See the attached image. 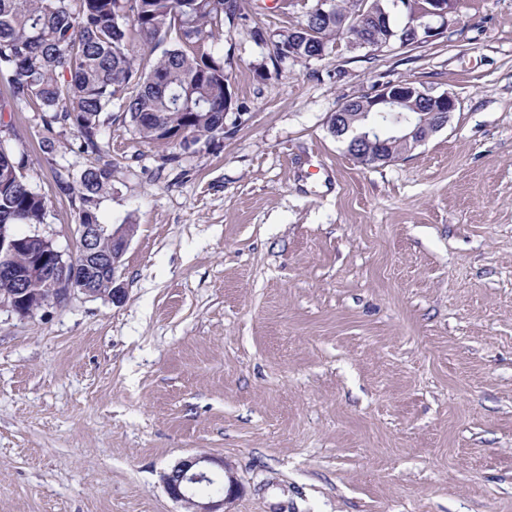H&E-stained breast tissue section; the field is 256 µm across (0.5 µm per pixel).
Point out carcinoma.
Listing matches in <instances>:
<instances>
[{"instance_id": "1", "label": "carcinoma", "mask_w": 512, "mask_h": 512, "mask_svg": "<svg viewBox=\"0 0 512 512\" xmlns=\"http://www.w3.org/2000/svg\"><path fill=\"white\" fill-rule=\"evenodd\" d=\"M342 2L346 6L335 5L337 19L316 17L311 7L300 27L275 34L274 57H285L288 47L295 50L293 59H310L337 36L350 35L342 16L375 0L363 6ZM245 19L241 0H0V81L7 86V97L0 98V224H44L49 216L46 198L29 183L26 150L9 145L19 136L5 114L28 108L41 113L39 146L51 164L58 128L76 130L84 152H100L104 114L118 100L139 137L169 149L166 161L176 163L193 146L224 133L231 100L224 94V60L212 47L224 27ZM172 32L170 48L141 72L138 50ZM361 36L375 45L413 43L405 27L366 22ZM113 173L110 164L77 177L54 169L59 192L78 199V223H99Z\"/></svg>"}]
</instances>
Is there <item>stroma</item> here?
I'll use <instances>...</instances> for the list:
<instances>
[{
  "label": "stroma",
  "mask_w": 512,
  "mask_h": 512,
  "mask_svg": "<svg viewBox=\"0 0 512 512\" xmlns=\"http://www.w3.org/2000/svg\"><path fill=\"white\" fill-rule=\"evenodd\" d=\"M244 0L213 48L224 133L165 163L113 106L100 154L38 113L12 122L39 232L77 238L55 168L111 163L101 223L135 224L124 304L0 309V512H183L160 474L206 452L231 512H512V0H453L422 43L340 39L303 62L272 34L310 0ZM409 83L459 102L395 160L328 128Z\"/></svg>",
  "instance_id": "obj_1"
}]
</instances>
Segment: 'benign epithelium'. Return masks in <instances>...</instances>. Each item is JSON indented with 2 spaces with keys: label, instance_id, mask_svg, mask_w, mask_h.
<instances>
[{
  "label": "benign epithelium",
  "instance_id": "1",
  "mask_svg": "<svg viewBox=\"0 0 512 512\" xmlns=\"http://www.w3.org/2000/svg\"><path fill=\"white\" fill-rule=\"evenodd\" d=\"M408 18L414 22L421 37L435 34L430 21L444 20L451 9V0H428V5L418 7L414 0H405ZM418 93L414 86L405 83L388 84L367 94L368 106L378 107L377 124L369 130L357 129L348 119L349 102L342 103L330 120L336 122V138L353 149L367 143L376 147L368 154V163L373 165L390 159L389 150L395 144L412 149L426 140L432 133L443 128L449 113L458 108L457 99L447 93L429 95L431 112H409L407 106ZM137 231L135 224H121L107 231L101 224H80L73 253L59 250L53 242L37 233L15 239L12 225L0 224V276L12 279L16 288L13 294L0 301V307H8L21 316H31L48 305H62L79 292L88 298H106L120 304L126 297V288L119 282L117 272L128 245ZM108 236L112 250L102 253L97 240ZM30 247L27 260L19 265L16 261L20 245ZM107 271L112 274V288L101 292L94 288L76 284L80 268ZM219 468L227 477L224 489L218 496L207 500L195 498L194 489L199 482H212L218 477L213 468ZM167 495L191 512H227L226 504L237 497L240 484L224 465V460L207 453L196 454L177 462L161 476Z\"/></svg>",
  "mask_w": 512,
  "mask_h": 512
}]
</instances>
